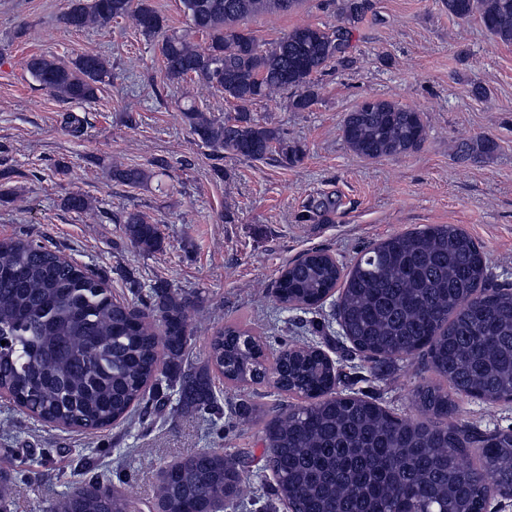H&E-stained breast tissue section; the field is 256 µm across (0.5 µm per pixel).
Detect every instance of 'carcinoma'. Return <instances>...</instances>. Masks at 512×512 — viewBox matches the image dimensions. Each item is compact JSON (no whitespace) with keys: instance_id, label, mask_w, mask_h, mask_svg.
I'll return each instance as SVG.
<instances>
[{"instance_id":"1","label":"carcinoma","mask_w":512,"mask_h":512,"mask_svg":"<svg viewBox=\"0 0 512 512\" xmlns=\"http://www.w3.org/2000/svg\"><path fill=\"white\" fill-rule=\"evenodd\" d=\"M297 0H181L205 45L167 33L148 0H69L61 23L81 30L133 17L146 36H162L165 77L195 80L224 92L235 115L217 121L194 105L183 112L192 132L216 153L252 160L278 156L302 161L303 149L261 125L250 106L281 93L303 112L318 97V76L346 57L351 32L366 0H342L333 27L307 24L271 47L239 27L263 11L286 12ZM448 15L478 17L496 43H512V0H445ZM30 75L63 99L91 103L112 70L99 54L85 52L62 64L46 55L26 61ZM342 137L357 155H404L424 141L423 114L387 99L366 97L347 114ZM499 148L487 136L464 155L490 156ZM112 177L137 185L150 174L112 168ZM65 208L85 212L82 193ZM131 245L143 252L163 246L156 224L140 211L120 218ZM336 296V321L371 370L422 354L426 368L449 389L423 381L412 398L419 416H399L375 400L340 395L336 367L308 343L265 354L263 337L236 323L210 337L206 365L188 362L190 296L158 282L140 304L112 296L105 277L29 241L0 242V392L21 409L64 429L84 432L176 410L224 417L212 373L236 387L270 385L300 402L269 411L247 400L238 411L269 417L264 431L265 469L272 495L292 512H485L478 489L493 476L502 497L512 498V433L492 435L453 420L461 396L512 402V289L493 282L481 246L456 224H428L366 248L343 267L313 250L288 264L276 300L317 307ZM477 448L481 469L467 449ZM245 451L236 456L188 448L165 466L155 493L164 512H224L245 496ZM26 458L10 454L0 468V508L15 494L11 472ZM47 512H138L118 486L63 493Z\"/></svg>"}]
</instances>
